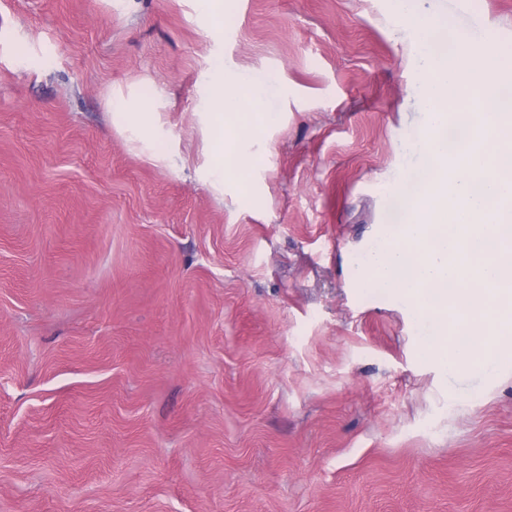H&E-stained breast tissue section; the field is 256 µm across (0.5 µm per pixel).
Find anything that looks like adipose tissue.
Returning <instances> with one entry per match:
<instances>
[{"label":"adipose tissue","mask_w":512,"mask_h":512,"mask_svg":"<svg viewBox=\"0 0 512 512\" xmlns=\"http://www.w3.org/2000/svg\"><path fill=\"white\" fill-rule=\"evenodd\" d=\"M207 106L220 140L214 178L221 182L245 173L253 165L247 126L252 121L270 123L273 115L260 80L242 79L237 88L225 87L224 68L219 63L213 67Z\"/></svg>","instance_id":"ef3b65f1"}]
</instances>
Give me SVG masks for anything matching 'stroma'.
Returning a JSON list of instances; mask_svg holds the SVG:
<instances>
[{"mask_svg":"<svg viewBox=\"0 0 512 512\" xmlns=\"http://www.w3.org/2000/svg\"><path fill=\"white\" fill-rule=\"evenodd\" d=\"M411 6L512 47V0ZM394 10L0 0V512H512V370L360 285L427 123ZM218 62L277 114L220 190Z\"/></svg>","mask_w":512,"mask_h":512,"instance_id":"obj_1","label":"stroma"}]
</instances>
